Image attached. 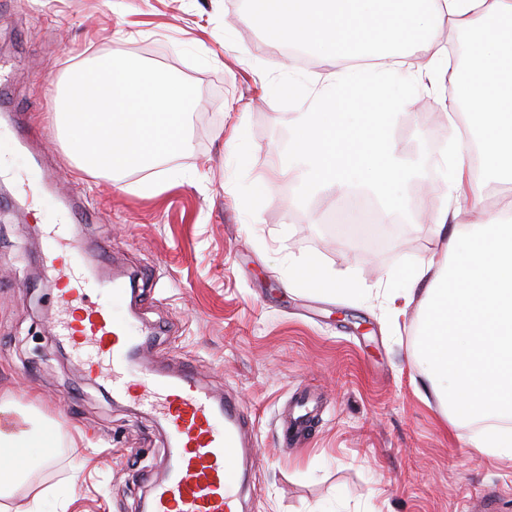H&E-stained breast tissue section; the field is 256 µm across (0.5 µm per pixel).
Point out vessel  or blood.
<instances>
[{"label":"vessel or blood","instance_id":"vessel-or-blood-1","mask_svg":"<svg viewBox=\"0 0 512 512\" xmlns=\"http://www.w3.org/2000/svg\"><path fill=\"white\" fill-rule=\"evenodd\" d=\"M74 222L73 211L58 215L44 254L60 284L58 335L88 375L106 377L113 392L155 410L167 425L171 476L152 487L146 512H239L229 462L247 445V413L235 399H216L192 369L165 374L139 362L132 324L113 318L109 304L125 285L91 270L87 243L70 234Z\"/></svg>","mask_w":512,"mask_h":512}]
</instances>
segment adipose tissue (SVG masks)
Instances as JSON below:
<instances>
[{
    "label": "adipose tissue",
    "mask_w": 512,
    "mask_h": 512,
    "mask_svg": "<svg viewBox=\"0 0 512 512\" xmlns=\"http://www.w3.org/2000/svg\"><path fill=\"white\" fill-rule=\"evenodd\" d=\"M250 22L269 41L337 60L336 70L310 86L280 85L306 105L294 125L289 165L307 192L355 184L391 208L405 170L391 136V116L411 93L437 91L448 64L449 30L471 38L465 73L455 82L467 143L443 156L446 204L429 213L444 241L409 272L420 285L422 329L417 344L427 392L459 443L512 458V203L484 210L466 202L471 160L484 181L512 183V0H251ZM420 55L417 69L405 59ZM290 286L317 294L355 293L317 257L292 267ZM20 431H0V512H43V496L11 507L24 479L13 461L22 449L49 446L59 433L27 415Z\"/></svg>",
    "instance_id": "adipose-tissue-1"
}]
</instances>
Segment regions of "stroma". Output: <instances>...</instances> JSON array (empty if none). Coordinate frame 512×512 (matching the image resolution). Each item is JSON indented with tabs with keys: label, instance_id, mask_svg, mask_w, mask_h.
Here are the masks:
<instances>
[{
	"label": "stroma",
	"instance_id": "stroma-1",
	"mask_svg": "<svg viewBox=\"0 0 512 512\" xmlns=\"http://www.w3.org/2000/svg\"><path fill=\"white\" fill-rule=\"evenodd\" d=\"M119 29L132 37L118 45ZM228 36L237 53L225 52ZM263 38L246 0H0V151L16 172L0 178V400L36 410L63 438L51 453L25 449L41 464L14 505L59 483L68 510L53 497L44 512H145L167 476L160 418L88 377L56 337L57 283L43 269L40 229L78 189V237L105 246V274L140 275L136 296L113 299L112 313L157 331L144 361L168 372L188 363L245 407L247 512H512V460L462 446L436 402L423 400L418 309L394 318L384 296L442 250L412 207L417 197L429 210L443 202L420 189L440 184L436 157L460 144L446 118L451 93L412 95L395 120L397 149L415 169L398 219L381 221L367 192L349 203L331 191L308 196L279 176L300 102L261 93L282 60L257 50ZM116 48L198 90L191 150L127 173L119 187L77 169L54 122L60 84ZM20 121L30 127L23 143ZM273 173V199L253 201L250 182ZM150 179L160 193L128 192ZM310 256L358 292L332 300L288 289L292 266ZM308 394L313 428L286 446L288 416Z\"/></svg>",
	"mask_w": 512,
	"mask_h": 512
}]
</instances>
